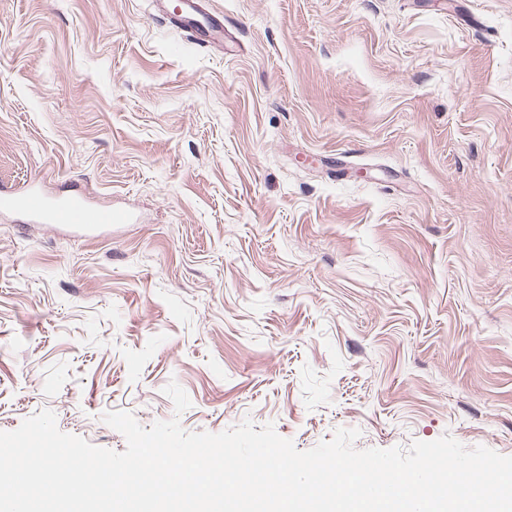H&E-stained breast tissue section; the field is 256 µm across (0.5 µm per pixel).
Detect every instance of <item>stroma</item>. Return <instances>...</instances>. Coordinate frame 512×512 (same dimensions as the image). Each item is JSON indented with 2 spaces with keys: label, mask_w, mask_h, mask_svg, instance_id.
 <instances>
[{
  "label": "stroma",
  "mask_w": 512,
  "mask_h": 512,
  "mask_svg": "<svg viewBox=\"0 0 512 512\" xmlns=\"http://www.w3.org/2000/svg\"><path fill=\"white\" fill-rule=\"evenodd\" d=\"M208 2L0 0V188L130 216L0 214V431L512 456V0ZM176 24L190 32L202 47L222 45L224 17L210 14L203 8V0H179ZM0 212H23L44 224H61L75 231L92 232L125 224L129 216L117 208H101L80 195L52 198L31 189L16 193L0 189Z\"/></svg>",
  "instance_id": "35a3bbf8"
}]
</instances>
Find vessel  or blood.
Here are the masks:
<instances>
[{
    "label": "vessel or blood",
    "mask_w": 512,
    "mask_h": 512,
    "mask_svg": "<svg viewBox=\"0 0 512 512\" xmlns=\"http://www.w3.org/2000/svg\"><path fill=\"white\" fill-rule=\"evenodd\" d=\"M176 22L203 47L221 43L224 18L208 13L203 0H179ZM0 212H22L44 224H59L75 231L92 232L127 223L129 216L117 208H101L80 195L52 198L31 189L16 193L0 189Z\"/></svg>",
    "instance_id": "vessel-or-blood-1"
}]
</instances>
